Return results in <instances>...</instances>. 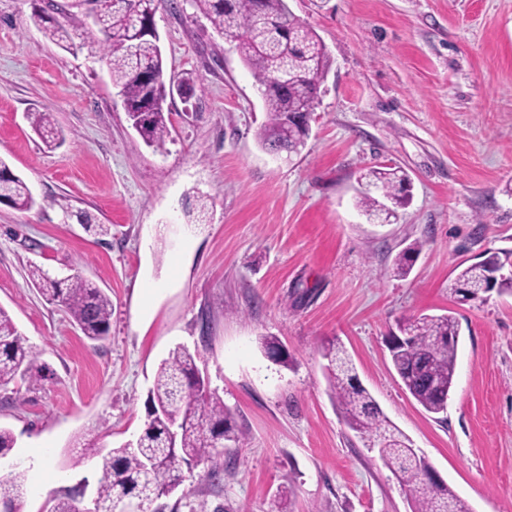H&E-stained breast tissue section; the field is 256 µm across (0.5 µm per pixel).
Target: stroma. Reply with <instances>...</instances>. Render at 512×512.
Segmentation results:
<instances>
[{
    "mask_svg": "<svg viewBox=\"0 0 512 512\" xmlns=\"http://www.w3.org/2000/svg\"><path fill=\"white\" fill-rule=\"evenodd\" d=\"M332 66L299 153L271 155L259 85L193 0L155 22L173 94L164 152L132 128L107 67L49 41L31 0H0V158L36 204L0 203V306L41 376L0 385V425L18 437L22 512L96 482L74 443L138 434L158 366L175 345L235 415L219 479L204 467L156 512H411L396 476L348 426L321 345L335 338L384 414L473 512H512V296L460 303L454 268L512 247V0H289ZM53 112L46 148L27 115ZM371 166H397L411 200L392 223L357 206ZM88 212L106 235L78 224ZM419 246L406 277L396 258ZM81 274L112 300L106 340L87 339L29 282L31 265ZM152 292L147 318L138 290ZM456 312L454 388L427 414L389 362L399 322ZM276 337L287 363L269 359ZM41 456H33V449Z\"/></svg>",
    "mask_w": 512,
    "mask_h": 512,
    "instance_id": "stroma-1",
    "label": "stroma"
}]
</instances>
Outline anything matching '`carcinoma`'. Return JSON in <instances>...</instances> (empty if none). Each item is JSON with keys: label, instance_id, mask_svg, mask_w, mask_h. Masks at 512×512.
Returning <instances> with one entry per match:
<instances>
[{"label": "carcinoma", "instance_id": "carcinoma-1", "mask_svg": "<svg viewBox=\"0 0 512 512\" xmlns=\"http://www.w3.org/2000/svg\"><path fill=\"white\" fill-rule=\"evenodd\" d=\"M97 34L87 31L85 0H74L70 10L49 0L58 20L44 9H36L31 20L52 42L69 48L73 37L88 56L104 61L112 85L118 89L124 111L145 143L163 151L169 136L163 102L167 95L165 65L160 36L145 29L156 12L169 0H94ZM196 8L221 34L233 38L244 65L258 82L267 113L259 133L262 147L274 151L288 147L296 154L310 135L309 118L319 103L331 59L321 37L294 14L288 0H193ZM154 106L146 115L140 107L146 98ZM34 131L49 147L64 136L49 111L28 115ZM362 190L358 207L368 217L389 219L410 200L407 173L393 167H371L360 176ZM0 202L21 211L35 205L23 177L0 159ZM512 268V248H488L478 261L460 269L449 285L462 300L479 298L485 275ZM32 285L47 301L64 308L81 332L92 341L106 339L110 329L112 301L79 274L55 279L38 266L29 269ZM406 337L391 348L392 365L406 390L427 412L445 411L454 384L460 324L456 316L421 315L398 325ZM327 380L332 394L345 410L349 427L377 450L392 473L406 480L411 512H471L467 503L446 484H420L433 473L426 456L413 448L411 440L383 413L353 374L344 346L329 342L323 350ZM197 355L182 345L162 360L146 403V420L133 441L124 442L101 455L95 439L80 444L73 466L102 457L101 476L84 512H114L116 505L138 499L148 509L157 499L174 490L182 471L202 462L212 463L210 476L219 474L217 458L224 442L239 447L245 441L224 400L209 387L196 364ZM36 353L18 330L8 312L0 307V384L32 375ZM84 494L76 486L63 489L49 501L51 512H79ZM23 484L15 478H0V504L21 508Z\"/></svg>", "mask_w": 512, "mask_h": 512}]
</instances>
